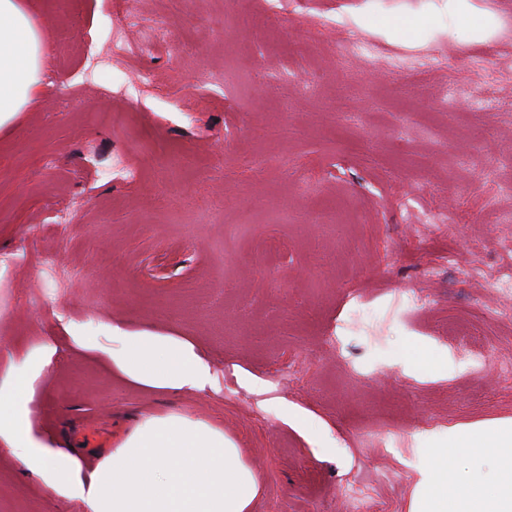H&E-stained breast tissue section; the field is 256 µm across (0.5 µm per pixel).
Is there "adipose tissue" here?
Segmentation results:
<instances>
[{
  "instance_id": "1",
  "label": "adipose tissue",
  "mask_w": 512,
  "mask_h": 512,
  "mask_svg": "<svg viewBox=\"0 0 512 512\" xmlns=\"http://www.w3.org/2000/svg\"><path fill=\"white\" fill-rule=\"evenodd\" d=\"M46 40L22 0H0V130L37 100ZM112 363L128 380L157 391L204 392L217 379L194 346L175 336L110 326ZM52 356L34 355L23 372L0 377V441L52 490L82 500L87 512H251L262 476L222 427L179 413L148 411L89 477L77 457L31 432L27 405ZM466 473L449 470L447 448L424 469L410 512H512V423L456 435Z\"/></svg>"
}]
</instances>
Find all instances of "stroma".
<instances>
[{
  "instance_id": "35a3bbf8",
  "label": "stroma",
  "mask_w": 512,
  "mask_h": 512,
  "mask_svg": "<svg viewBox=\"0 0 512 512\" xmlns=\"http://www.w3.org/2000/svg\"><path fill=\"white\" fill-rule=\"evenodd\" d=\"M25 3L48 53L37 105L0 134V375L51 353L36 437L83 445L87 473L137 412H184L247 448L252 512H347L349 482L363 512H409L449 434L512 421V112L471 107L512 101V0H469L494 21L478 41L448 0H129L179 49L94 79L114 0ZM350 39L368 52L342 68ZM354 289L372 317H351ZM111 324L187 339L217 389L126 381ZM0 512L86 508L0 443Z\"/></svg>"
}]
</instances>
